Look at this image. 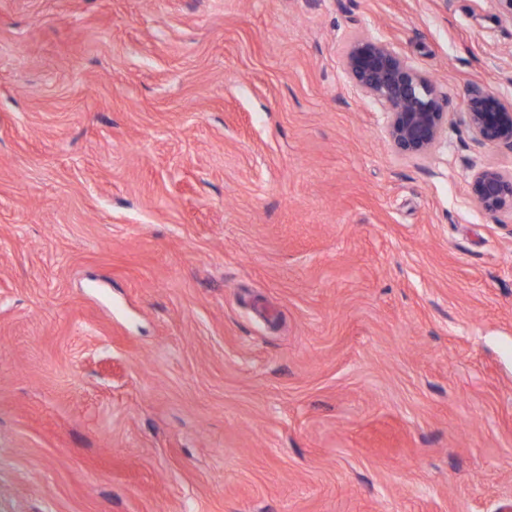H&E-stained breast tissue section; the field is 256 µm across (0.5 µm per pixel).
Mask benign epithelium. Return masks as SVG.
Here are the masks:
<instances>
[{"label": "benign epithelium", "instance_id": "7a95c632", "mask_svg": "<svg viewBox=\"0 0 512 512\" xmlns=\"http://www.w3.org/2000/svg\"><path fill=\"white\" fill-rule=\"evenodd\" d=\"M341 68L352 87L384 112L386 137L400 153H432L448 127V100L429 74L413 66L390 43L368 34L350 41ZM459 116L477 141L512 149V103L475 88ZM470 194L485 212L512 216V170L477 167Z\"/></svg>", "mask_w": 512, "mask_h": 512}]
</instances>
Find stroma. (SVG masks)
<instances>
[{"label":"stroma","instance_id":"stroma-1","mask_svg":"<svg viewBox=\"0 0 512 512\" xmlns=\"http://www.w3.org/2000/svg\"><path fill=\"white\" fill-rule=\"evenodd\" d=\"M448 95L398 153L340 61ZM491 0H0V512H512ZM458 112L460 121L477 141L503 145L512 151V103L475 88ZM470 194L485 212L512 216V170L477 167L471 177Z\"/></svg>","mask_w":512,"mask_h":512}]
</instances>
